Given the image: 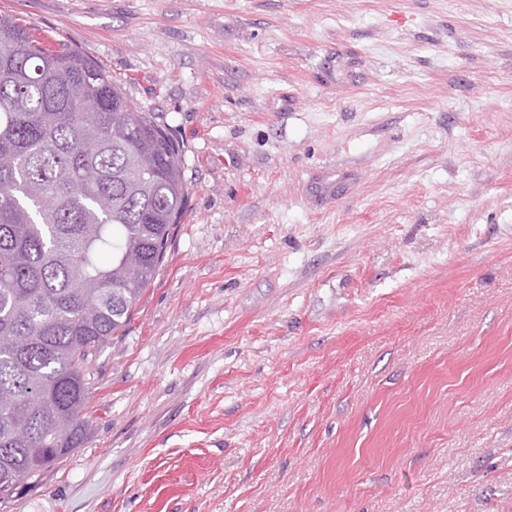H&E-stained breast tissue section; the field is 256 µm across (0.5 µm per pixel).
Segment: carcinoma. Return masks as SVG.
I'll return each mask as SVG.
<instances>
[{"label":"carcinoma","mask_w":512,"mask_h":512,"mask_svg":"<svg viewBox=\"0 0 512 512\" xmlns=\"http://www.w3.org/2000/svg\"><path fill=\"white\" fill-rule=\"evenodd\" d=\"M188 198L184 146L89 54L0 14V503L88 438L92 362Z\"/></svg>","instance_id":"carcinoma-1"}]
</instances>
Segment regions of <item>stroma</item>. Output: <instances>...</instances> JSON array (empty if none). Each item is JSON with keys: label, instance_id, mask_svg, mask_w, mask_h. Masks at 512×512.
<instances>
[{"label": "stroma", "instance_id": "1", "mask_svg": "<svg viewBox=\"0 0 512 512\" xmlns=\"http://www.w3.org/2000/svg\"><path fill=\"white\" fill-rule=\"evenodd\" d=\"M186 146L87 441L0 512H512V0H0Z\"/></svg>", "mask_w": 512, "mask_h": 512}]
</instances>
